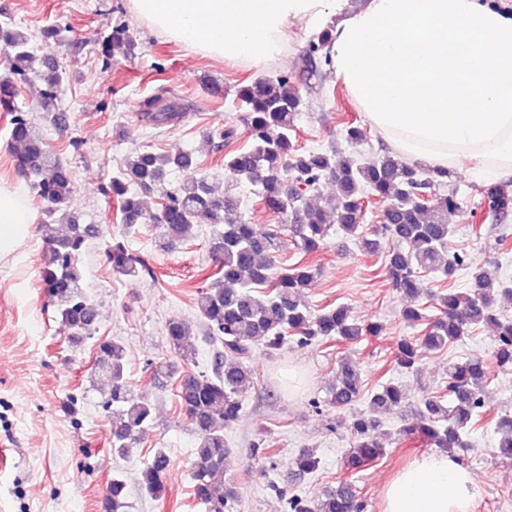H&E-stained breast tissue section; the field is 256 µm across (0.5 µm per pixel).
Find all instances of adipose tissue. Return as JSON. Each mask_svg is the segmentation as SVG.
<instances>
[{
	"instance_id": "adipose-tissue-1",
	"label": "adipose tissue",
	"mask_w": 512,
	"mask_h": 512,
	"mask_svg": "<svg viewBox=\"0 0 512 512\" xmlns=\"http://www.w3.org/2000/svg\"><path fill=\"white\" fill-rule=\"evenodd\" d=\"M147 27L202 57L261 68L288 29H330L337 80L370 127L433 172L512 171V12L489 0H129ZM33 215L19 185H0V258L24 244ZM476 482L457 457H417L381 490V512H475Z\"/></svg>"
}]
</instances>
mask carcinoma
<instances>
[{
  "instance_id": "obj_1",
  "label": "carcinoma",
  "mask_w": 512,
  "mask_h": 512,
  "mask_svg": "<svg viewBox=\"0 0 512 512\" xmlns=\"http://www.w3.org/2000/svg\"><path fill=\"white\" fill-rule=\"evenodd\" d=\"M330 41V31H323L309 43V58L331 63L326 52ZM131 43L128 27L117 23L102 42L103 55L107 58L111 49ZM0 63V112L10 116L7 132L12 157L44 205L38 225L48 246L41 270L43 293L47 303L56 308L60 330L76 346L92 338L98 326V309L84 291L81 269V257L94 230L79 223L70 209L74 190L67 163L49 147L17 102L21 85L38 82L50 121L64 123L65 113L58 106L62 71L47 55L37 54L31 37L12 22L0 21ZM235 100L244 108L251 143L224 154V171L253 183L261 204L271 213L284 215L293 204L301 203L294 209L291 223L272 226L243 219L238 200L215 196L196 157L186 151L142 147L126 158L123 169L106 187V193L119 204L123 232L106 244L105 255L112 272L120 276L150 273L149 266L128 245L130 231L149 225L159 230L164 244L173 245L187 237L199 217L213 227L210 249L218 257V272L199 289L197 311L206 335L221 348L213 355L211 372H189L178 385L181 404L197 435L193 495L205 512H237L236 492L224 473L228 451L224 429L242 418L243 398L255 389V375L246 365L253 346L260 343L274 353L290 343L351 342L382 331L380 324L357 321L344 305L313 310L305 299L315 272L306 257L324 249L333 231L366 249L374 244L370 234L395 241L386 255L387 272L393 286L409 298L420 292L424 273L435 274L446 283L434 295L432 307L402 310L403 320L420 327V335L397 342V369L414 371L421 351L441 350L460 342L481 325L496 328L494 359L498 367L512 368V317L499 308L500 299L512 297V285L472 266L466 252L449 250L455 231L449 216L458 209V201L454 195L440 192L448 174L421 169L390 152L361 160L338 150L300 148L294 141V121L302 100L286 73L240 86ZM141 118L152 127L174 126L185 118V112L176 98L149 96L141 104ZM176 171L183 172V177L169 184L159 210H147L141 195L166 184ZM323 181L334 186L336 199L321 205L306 195ZM372 202L382 204L383 209L380 223L368 228L363 224L364 205ZM478 208L498 222L512 209V194L490 187L482 193ZM287 241L302 257L289 266H277L275 254ZM462 270L467 271L468 283L461 290L453 287V282ZM192 333L193 325L184 319L173 318L165 324L170 348L188 363L194 362L196 355L187 343ZM95 375L108 387L104 407L112 414V452L125 456L153 424L152 404L130 389L127 351L121 341L98 340ZM488 376L487 361L481 356L450 364L444 387L422 396L416 420L403 425L399 435L451 453L467 447V435L482 420V392ZM363 398L361 369L352 361H342L327 405L345 409ZM406 401L403 387L388 381L370 394L368 406L384 415L401 410ZM381 425L376 415L355 418L356 442L347 458L348 469L367 467L383 454L378 440ZM495 432L500 453L512 458L511 412L497 417ZM320 465L321 458L310 449L301 450L292 461L302 477L316 472ZM170 466L166 450L156 449L139 473L141 490L155 500L161 498ZM127 494L122 476L112 477L106 512H126ZM288 509L364 512L365 504L358 487L346 480L313 500L292 497Z\"/></svg>"
}]
</instances>
